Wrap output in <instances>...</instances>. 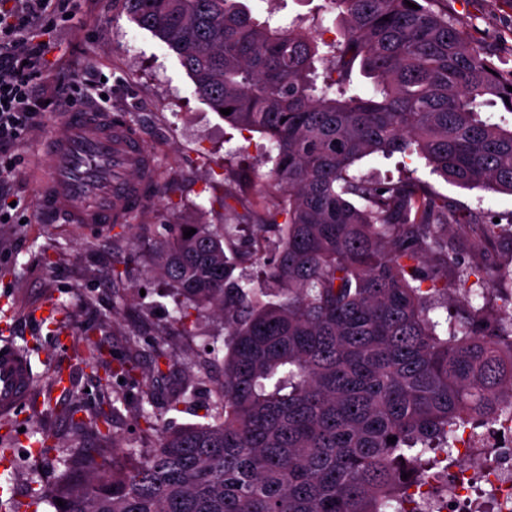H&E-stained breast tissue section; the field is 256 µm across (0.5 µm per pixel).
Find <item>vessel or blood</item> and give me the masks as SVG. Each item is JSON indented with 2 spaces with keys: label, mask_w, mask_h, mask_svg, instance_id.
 <instances>
[{
  "label": "vessel or blood",
  "mask_w": 512,
  "mask_h": 512,
  "mask_svg": "<svg viewBox=\"0 0 512 512\" xmlns=\"http://www.w3.org/2000/svg\"><path fill=\"white\" fill-rule=\"evenodd\" d=\"M51 144V166L41 179L37 206L71 224L105 227L127 222L154 191L156 170L141 139L113 124L108 112L73 108ZM31 357L0 342V418L16 419L34 408Z\"/></svg>",
  "instance_id": "1"
}]
</instances>
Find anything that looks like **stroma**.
Returning <instances> with one entry per match:
<instances>
[{
  "label": "stroma",
  "instance_id": "35a3bbf8",
  "mask_svg": "<svg viewBox=\"0 0 512 512\" xmlns=\"http://www.w3.org/2000/svg\"><path fill=\"white\" fill-rule=\"evenodd\" d=\"M254 17L291 21L313 19L325 39L339 36L336 15L324 11V0H246ZM448 11L469 43L480 46L502 68L512 69V0H448ZM47 88L83 79L82 93L109 92V112L128 113L153 156L158 180L167 195L150 198L133 215L123 240L111 230L47 222L36 206L37 185L50 167L48 142L63 130L62 115L42 112L33 125L0 158L4 178L16 203L0 221V317L8 316V337L29 351L35 374L36 408L21 417L22 430L10 442L17 454L0 460V512H13L31 487L52 489L80 440L68 408L90 420L99 405L120 395L124 405L111 429L117 439L136 447L151 445L138 415L145 384L158 382L160 396L178 390L186 362L203 355L207 346L223 348L224 321L209 314L197 336L181 334L172 325L175 308L158 267H146L144 254L163 225L189 219L207 224L226 222L224 194L237 190L242 175L253 179L248 200L238 207L247 235L279 215L283 197L267 190L261 174V133L237 129L197 96L177 55L150 31L140 28L123 10L121 0H81L74 20L61 30L48 55ZM414 169L436 191L447 196L461 218L481 213L508 214L512 197L481 188L446 183L416 161L371 155L356 162V174L398 176L400 165ZM125 273L112 282L113 270ZM126 288L127 301L114 308L115 291ZM54 305L60 331L34 311ZM144 349L135 382L105 375L106 367L126 357L129 334ZM165 354L163 380L153 377V354ZM47 435L42 452L31 442Z\"/></svg>",
  "mask_w": 512,
  "mask_h": 512
}]
</instances>
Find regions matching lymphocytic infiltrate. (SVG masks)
<instances>
[{
  "label": "lymphocytic infiltrate",
  "instance_id": "f902f5d3",
  "mask_svg": "<svg viewBox=\"0 0 512 512\" xmlns=\"http://www.w3.org/2000/svg\"><path fill=\"white\" fill-rule=\"evenodd\" d=\"M75 0H0V153L36 115L69 102L68 86L53 98L35 89L47 74L46 53L75 16Z\"/></svg>",
  "mask_w": 512,
  "mask_h": 512
}]
</instances>
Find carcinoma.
Returning <instances> with one entry per match:
<instances>
[{
	"label": "carcinoma",
	"mask_w": 512,
	"mask_h": 512,
	"mask_svg": "<svg viewBox=\"0 0 512 512\" xmlns=\"http://www.w3.org/2000/svg\"><path fill=\"white\" fill-rule=\"evenodd\" d=\"M341 39L259 21L243 0H123L162 40L194 92L224 121L268 137V182L288 193L282 224L259 249L240 225H164L158 263L176 298L172 322L224 318V357L187 367L167 400L180 413L222 377L208 423L170 429L142 392L149 448L112 440L106 466L77 448L55 489H31L54 512H427L415 498L464 434L512 420V316L491 324V296L512 261L465 265L448 239V197L419 177L358 176L372 154L417 156L460 187L512 196V70L471 47L446 0H327ZM327 64L324 75L316 63ZM372 88L349 93L354 70ZM475 215L473 245L512 241ZM196 233L184 237L186 229ZM261 265L267 287L239 268ZM454 269L448 283V269ZM132 342L112 375L132 378ZM121 398L91 434L106 442ZM396 437L395 443L388 438ZM410 474L403 479L401 475ZM62 499L60 507L56 499Z\"/></svg>",
	"instance_id": "obj_1"
}]
</instances>
